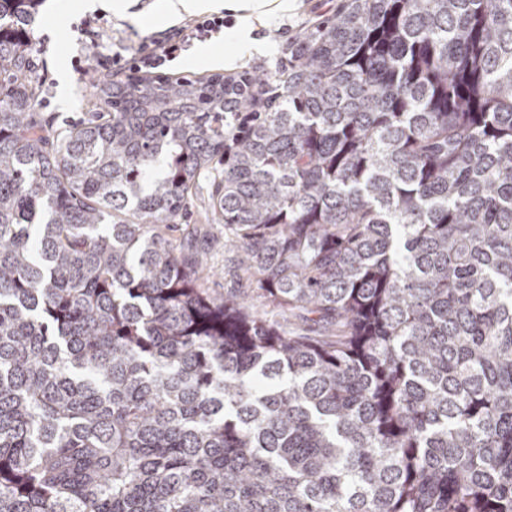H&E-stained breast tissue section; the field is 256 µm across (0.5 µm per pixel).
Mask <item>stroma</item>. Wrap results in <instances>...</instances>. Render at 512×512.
Instances as JSON below:
<instances>
[{"mask_svg":"<svg viewBox=\"0 0 512 512\" xmlns=\"http://www.w3.org/2000/svg\"><path fill=\"white\" fill-rule=\"evenodd\" d=\"M77 0H50L39 5L34 22L29 26L31 55L40 82L36 112L50 116L56 127H66L90 118L98 106L93 82L104 77V68L98 67L97 42L100 34H109L107 53L123 54L134 49L154 35L168 32L169 24L153 23L137 26L135 17L152 15L159 0H98L94 11L97 32L85 31L84 14L75 12ZM342 0H293L288 15L272 27L255 30L253 36L267 44L266 53L241 55L234 72L260 70L276 75L285 64V50L296 36L313 25L332 17ZM223 39L205 41L203 46H191L176 59L166 62L164 72L173 78L205 77L224 72ZM66 66L70 72L67 96H60L58 68Z\"/></svg>","mask_w":512,"mask_h":512,"instance_id":"1","label":"stroma"}]
</instances>
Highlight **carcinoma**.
Listing matches in <instances>:
<instances>
[{
    "instance_id": "1",
    "label": "carcinoma",
    "mask_w": 512,
    "mask_h": 512,
    "mask_svg": "<svg viewBox=\"0 0 512 512\" xmlns=\"http://www.w3.org/2000/svg\"><path fill=\"white\" fill-rule=\"evenodd\" d=\"M37 2L0 0V512H512V0H344L274 80H99L60 133ZM208 263L215 269V275L209 279L205 288L213 296H223L231 288H248V283L239 281L230 270L228 255H224V237L214 244L207 255Z\"/></svg>"
}]
</instances>
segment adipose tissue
Wrapping results in <instances>:
<instances>
[{
	"mask_svg": "<svg viewBox=\"0 0 512 512\" xmlns=\"http://www.w3.org/2000/svg\"><path fill=\"white\" fill-rule=\"evenodd\" d=\"M225 6L236 15L233 27L225 29L230 49L224 54L225 64H232L243 52L261 51L263 45L253 38L256 25H270L275 18L288 13L291 0H226Z\"/></svg>",
	"mask_w": 512,
	"mask_h": 512,
	"instance_id": "1",
	"label": "adipose tissue"
}]
</instances>
